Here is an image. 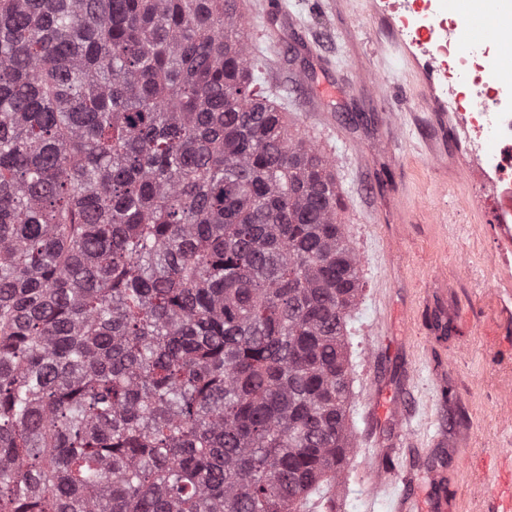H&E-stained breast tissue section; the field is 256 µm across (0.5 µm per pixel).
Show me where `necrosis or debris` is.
Returning a JSON list of instances; mask_svg holds the SVG:
<instances>
[{
	"label": "necrosis or debris",
	"mask_w": 512,
	"mask_h": 512,
	"mask_svg": "<svg viewBox=\"0 0 512 512\" xmlns=\"http://www.w3.org/2000/svg\"><path fill=\"white\" fill-rule=\"evenodd\" d=\"M455 27L452 17L441 16L432 29L413 30L409 36L431 52L448 84L461 83L474 92L475 99L469 102L453 90L448 109L471 139L478 164L497 168L489 179L488 198L505 224L512 220V113L495 109L498 87L491 72L492 55L503 52L504 44L493 36L483 48L464 45L454 38Z\"/></svg>",
	"instance_id": "obj_1"
}]
</instances>
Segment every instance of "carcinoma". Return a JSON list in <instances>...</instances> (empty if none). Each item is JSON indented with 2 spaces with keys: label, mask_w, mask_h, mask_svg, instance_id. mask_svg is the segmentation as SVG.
I'll list each match as a JSON object with an SVG mask.
<instances>
[{
  "label": "carcinoma",
  "mask_w": 512,
  "mask_h": 512,
  "mask_svg": "<svg viewBox=\"0 0 512 512\" xmlns=\"http://www.w3.org/2000/svg\"><path fill=\"white\" fill-rule=\"evenodd\" d=\"M236 0H0V512H302L352 444L329 160Z\"/></svg>",
  "instance_id": "cac0c4a2"
}]
</instances>
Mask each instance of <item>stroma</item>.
<instances>
[{
  "instance_id": "obj_1",
  "label": "stroma",
  "mask_w": 512,
  "mask_h": 512,
  "mask_svg": "<svg viewBox=\"0 0 512 512\" xmlns=\"http://www.w3.org/2000/svg\"><path fill=\"white\" fill-rule=\"evenodd\" d=\"M245 26L268 59L255 75L300 134L332 161L344 229L360 261L351 318L350 419L368 430L371 384L402 385L409 431L391 458L420 470L437 433L435 463L456 459L449 512H490L512 451V253L499 250L487 190L464 131L440 111L423 59L400 45L375 0H281L298 31L270 25L261 0H242ZM456 36L512 35V19L471 0L455 11ZM391 95V109L374 99ZM393 336L401 356L380 360L373 334ZM453 397L439 405L437 386ZM373 448H354L332 491L335 512H394L398 487L375 485Z\"/></svg>"
}]
</instances>
